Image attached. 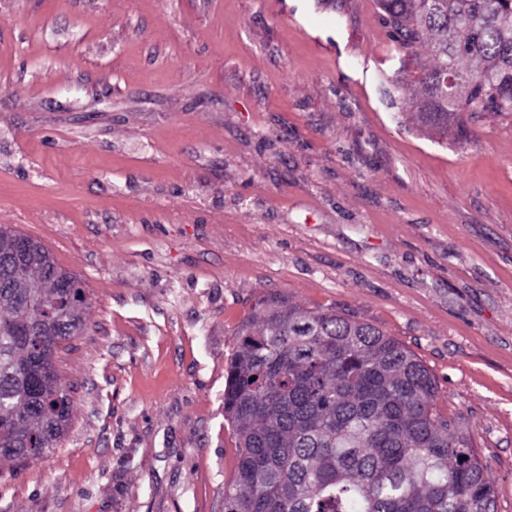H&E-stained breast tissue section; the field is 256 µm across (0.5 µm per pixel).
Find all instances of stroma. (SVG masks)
Instances as JSON below:
<instances>
[{"mask_svg": "<svg viewBox=\"0 0 512 512\" xmlns=\"http://www.w3.org/2000/svg\"><path fill=\"white\" fill-rule=\"evenodd\" d=\"M428 63L378 0H0V225L89 295L0 512H224L264 296L403 342L512 512V116L419 128Z\"/></svg>", "mask_w": 512, "mask_h": 512, "instance_id": "stroma-1", "label": "stroma"}]
</instances>
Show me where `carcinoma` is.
I'll return each mask as SVG.
<instances>
[{"mask_svg": "<svg viewBox=\"0 0 512 512\" xmlns=\"http://www.w3.org/2000/svg\"><path fill=\"white\" fill-rule=\"evenodd\" d=\"M381 7L395 43L430 51L417 76L418 126H454L466 140L462 113L512 114V0ZM449 74L457 89L436 105L432 86ZM38 251L22 270L0 265V464L50 455L71 420L56 350L82 329L87 295L77 274ZM437 394L429 368L378 327L261 298L227 362L224 418L239 459L224 512H496L486 468L437 411Z\"/></svg>", "mask_w": 512, "mask_h": 512, "instance_id": "cac0c4a2", "label": "carcinoma"}]
</instances>
